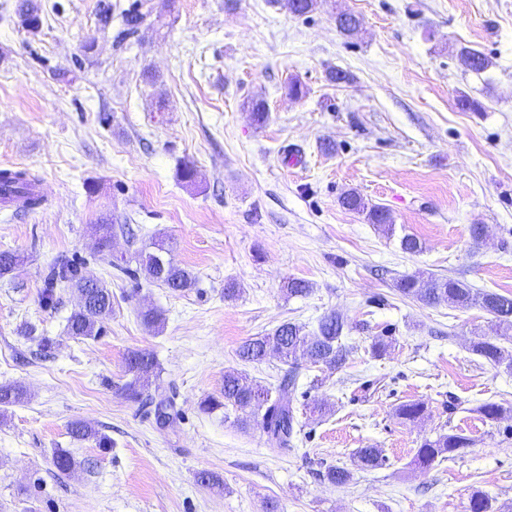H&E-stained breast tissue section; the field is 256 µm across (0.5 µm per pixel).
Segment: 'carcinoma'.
Returning <instances> with one entry per match:
<instances>
[{
    "mask_svg": "<svg viewBox=\"0 0 512 512\" xmlns=\"http://www.w3.org/2000/svg\"><path fill=\"white\" fill-rule=\"evenodd\" d=\"M268 2L299 17L313 12L318 5V0ZM17 12L22 25L27 29L36 30L42 25V10L37 0H20ZM150 13L145 0H136L122 13L123 32L128 35L137 33ZM359 25V18L351 12L340 11L336 14V27L346 36L353 35ZM459 56L466 68L476 74L486 71L492 65L487 55L475 49L463 47L459 50ZM0 197L19 198L31 210L42 204V198L36 191V179L21 170H0ZM341 204L348 210L364 214L369 223L378 225L383 231H392L393 220L390 214L384 208L366 202L357 191L345 193L341 197ZM119 232L127 233L129 228L124 224L98 225V237L94 243L96 257L105 258L112 236ZM134 259L146 278L174 292H186L196 287L197 277L175 263L172 246L163 238L152 242V250L135 253ZM22 261L23 258L14 252L0 251V276L10 274ZM85 265L82 258L57 257L47 271L45 287L41 293V301L46 306L54 305L56 288L61 284L85 296V304L67 320V332L76 339L96 338L100 335L102 322L112 313V291L99 281L88 285L90 277L84 272ZM395 288L402 296L425 305L447 303L462 308L475 305L498 322L508 317V323L512 325V297L475 289L458 279L418 272L400 278ZM347 326L344 316L333 311L321 317L317 331L311 335L305 332V326L288 321L271 332L246 339L237 349V356L242 361L260 363L268 352L273 351L284 363L290 365V369L273 388L253 383L239 372L228 371L224 373V387L220 396H208L201 400L199 411L210 414L219 408H233L248 413L250 418L241 419V426L247 427L253 423L262 430L268 441L283 448L290 447L299 426L295 406L300 375L299 358H305L306 364L320 369L336 370L343 367L350 353L344 342ZM503 340L511 343L512 336L499 333L480 336L473 342L471 350L490 365L512 371V349L504 347L501 344ZM126 369L131 378L121 386L122 393L130 401L144 402L150 379L157 369L154 354L143 350L129 352L126 356ZM23 398L24 391L20 386L0 385V408L16 405ZM152 405L158 423H170L176 418L171 400L161 399L152 402ZM476 411L486 420L497 421L507 414L511 415L512 407L488 401L479 405ZM426 412L427 406L422 401H408L396 408L398 417L410 423L421 419ZM69 434L79 441L92 440L100 448L112 447L110 438L81 421L70 424ZM471 445V438L462 432L440 433L433 439L421 442L413 463L419 469H433L463 454L464 449ZM52 462L62 474L75 466L73 456L64 448L55 449ZM355 463L364 470H376L385 465V460L380 449L367 447L356 451ZM469 512H497V507L487 495L476 492L470 497Z\"/></svg>",
    "mask_w": 512,
    "mask_h": 512,
    "instance_id": "cac0c4a2",
    "label": "carcinoma"
}]
</instances>
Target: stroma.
Returning a JSON list of instances; mask_svg holds the SVG:
<instances>
[{"mask_svg":"<svg viewBox=\"0 0 512 512\" xmlns=\"http://www.w3.org/2000/svg\"><path fill=\"white\" fill-rule=\"evenodd\" d=\"M101 28V0H40L43 25L30 31L19 0H0V170H26L44 199L35 210L0 203V250L26 263L0 277V383L27 389L0 413V512H468L480 491L512 506V418L476 411L512 405V372L471 351L488 334L479 307L428 306L402 297L394 279L418 271L512 297V0H328L296 17L268 0H151L138 33L122 38L120 12ZM356 14L352 36L334 14ZM487 55L476 74L460 48ZM349 72L336 85L330 69ZM306 94L288 97L289 81ZM482 109L461 108V97ZM263 99L258 126L246 107ZM194 162L198 181L179 176ZM389 210L393 233L343 208L346 192ZM129 224L109 261L90 257L103 217ZM481 227L474 241L472 227ZM422 250H402L403 236ZM165 236L174 258L199 278L175 294L145 278L112 275L113 262ZM87 258V275L112 291L100 336L67 333L77 292L41 302L49 264ZM311 283L304 297L286 279ZM240 293L225 299L224 286ZM162 311L159 332L137 312ZM348 321L345 365L302 368L307 401L323 417L300 416L291 451L271 445L240 412L199 413L236 369L265 386L284 364L235 354L247 338L286 321L314 331L329 312ZM34 326L36 339L20 334ZM54 338L50 356L37 339ZM380 336L391 351L373 356ZM153 352L149 394L173 398L174 423L159 425L127 401L125 357ZM425 402L417 422L396 407ZM82 419L112 446L71 438ZM463 432L465 454L422 471L420 443ZM382 450L386 464L356 468L357 449ZM76 466L58 473L54 449ZM331 466L349 485L329 483ZM220 476L215 490L197 476Z\"/></svg>","mask_w":512,"mask_h":512,"instance_id":"1","label":"stroma"}]
</instances>
